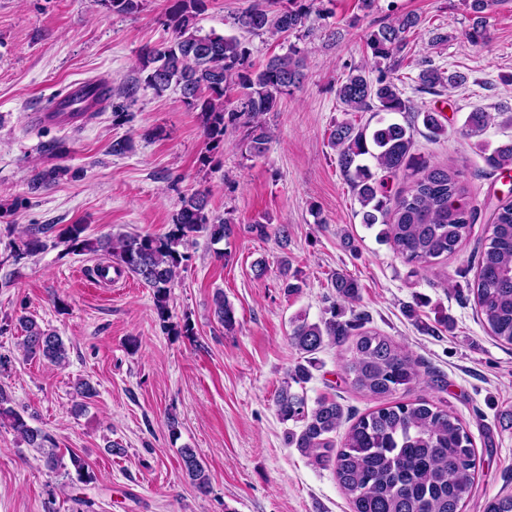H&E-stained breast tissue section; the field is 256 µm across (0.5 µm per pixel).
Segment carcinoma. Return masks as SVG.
<instances>
[{"label":"carcinoma","instance_id":"carcinoma-1","mask_svg":"<svg viewBox=\"0 0 512 512\" xmlns=\"http://www.w3.org/2000/svg\"><path fill=\"white\" fill-rule=\"evenodd\" d=\"M118 14H134L140 0H94ZM164 25L172 31L170 41L143 49L139 68L146 73V85L157 93L171 86L179 88L183 103L198 112L202 132L211 149L224 142L225 133H243L246 149L252 156L268 150L271 132L262 117L277 109L280 96L299 85L304 78L305 58L294 46L275 55L258 69L245 66L246 50L234 35L210 32L199 34L195 19L205 0H171ZM315 0H287L274 10L277 0H256L235 18L238 28L247 32H268L282 37L305 26ZM472 25L469 38L476 45L489 42L490 12L496 0H465ZM421 24L420 16L402 14L378 26L367 38L374 62L384 61L396 70L401 53L408 45V35ZM428 88H457L467 82L461 72L445 74L426 67L418 74ZM244 89L240 103L228 100L233 87ZM346 112L412 111L393 78L380 74L372 80L364 70L349 72L337 89ZM424 127L437 138L448 129L440 113L418 111ZM490 112L476 110L468 114L466 136L479 137L494 123ZM336 148L337 165L350 183L363 209V223L384 225L382 235L403 262L427 267L458 247L470 235L476 209L464 201L462 173L450 172L415 155L411 125L381 117L375 127L350 121L334 126L330 134ZM494 169L512 166V142L498 146L485 157ZM391 176L402 174L412 179L405 195L391 197L385 179L372 168ZM69 174V168L54 165L37 171L33 188H47ZM208 193L196 192L181 200L172 228L164 235L122 234L90 239L83 224H71L62 232L72 249L102 251L112 258L119 271L133 274L153 291L154 307L163 328L176 336L196 335L186 317L170 321L171 288L181 265L188 260L185 252L199 233H207L220 242L234 236L236 225L229 218L209 214ZM489 234L482 245L474 294L484 315L486 327L495 340L512 345V201L495 207L488 222ZM50 225L33 226L26 231L23 252L39 253L45 248L43 235ZM340 304L330 306L325 316L311 323L302 315L294 320L290 340L302 355L288 373L275 397L281 421H294L300 430L286 432L287 445L297 448L317 463L333 462L336 480L352 505V512H464L477 482L480 460L472 437L461 420L448 407L427 399L396 402L376 407L356 418L348 427L341 446L333 434L344 421L342 406L326 397L310 406L304 384L312 379L317 366L316 354L329 345L353 340L344 373L356 391L375 399L387 398L408 389L419 379L418 363L390 337L364 329L361 314L345 319L346 306L358 302V282L343 274L331 278ZM218 323L230 329L235 322L231 305L222 291L212 298ZM22 349L25 353L64 368L69 364L66 343L60 334L41 327L33 319L22 320ZM80 402L96 396L87 380L74 386ZM0 419L27 447L36 451L50 472L65 468L53 438L28 423L0 388ZM182 473L201 495L210 491V476L196 449H179ZM485 512H512V493H501L489 501Z\"/></svg>","mask_w":512,"mask_h":512}]
</instances>
